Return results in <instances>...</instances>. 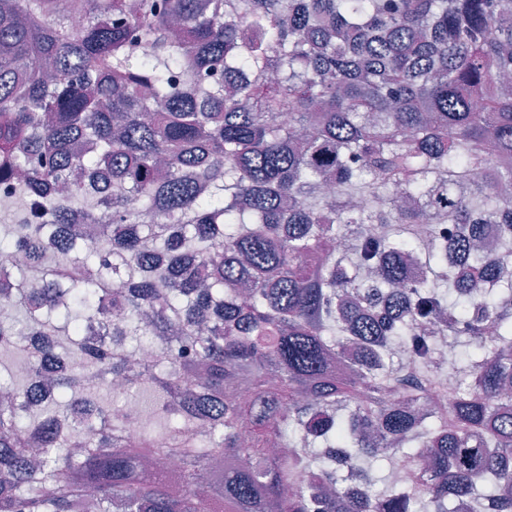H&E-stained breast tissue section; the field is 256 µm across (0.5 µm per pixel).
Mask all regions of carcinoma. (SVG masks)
I'll return each instance as SVG.
<instances>
[{"mask_svg":"<svg viewBox=\"0 0 512 512\" xmlns=\"http://www.w3.org/2000/svg\"><path fill=\"white\" fill-rule=\"evenodd\" d=\"M511 74L512 0H0V512H512Z\"/></svg>","mask_w":512,"mask_h":512,"instance_id":"cac0c4a2","label":"carcinoma"}]
</instances>
